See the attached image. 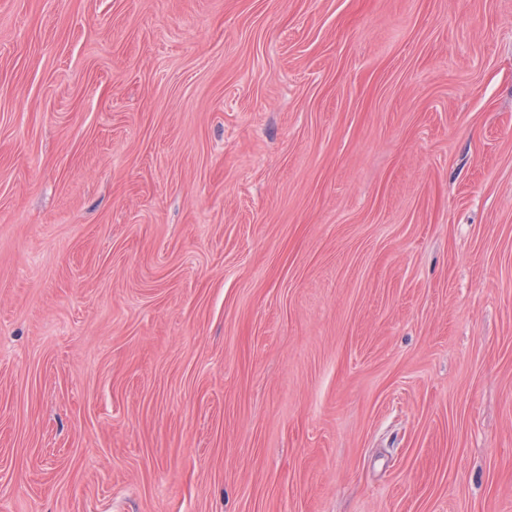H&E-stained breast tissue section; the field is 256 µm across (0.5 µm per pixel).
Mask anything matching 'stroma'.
<instances>
[{
    "instance_id": "35a3bbf8",
    "label": "stroma",
    "mask_w": 512,
    "mask_h": 512,
    "mask_svg": "<svg viewBox=\"0 0 512 512\" xmlns=\"http://www.w3.org/2000/svg\"><path fill=\"white\" fill-rule=\"evenodd\" d=\"M0 512H512V0H0Z\"/></svg>"
}]
</instances>
